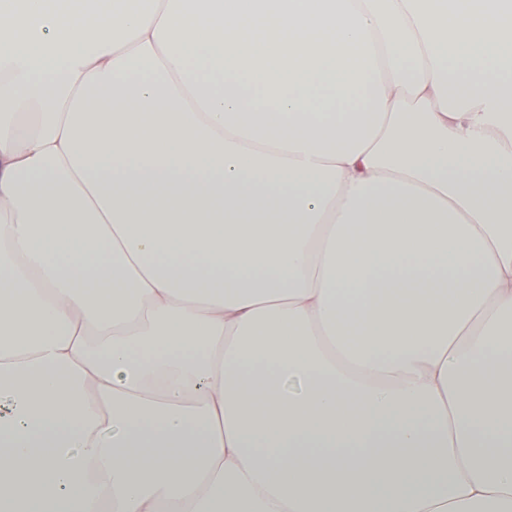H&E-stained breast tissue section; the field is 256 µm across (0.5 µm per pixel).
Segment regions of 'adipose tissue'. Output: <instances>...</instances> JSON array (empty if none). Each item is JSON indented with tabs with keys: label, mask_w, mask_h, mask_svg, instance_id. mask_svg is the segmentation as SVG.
Here are the masks:
<instances>
[{
	"label": "adipose tissue",
	"mask_w": 512,
	"mask_h": 512,
	"mask_svg": "<svg viewBox=\"0 0 512 512\" xmlns=\"http://www.w3.org/2000/svg\"><path fill=\"white\" fill-rule=\"evenodd\" d=\"M0 396V512H512V0H0Z\"/></svg>",
	"instance_id": "ef3b65f1"
}]
</instances>
